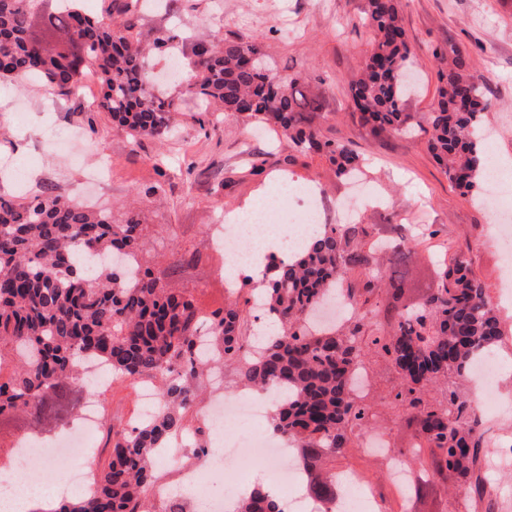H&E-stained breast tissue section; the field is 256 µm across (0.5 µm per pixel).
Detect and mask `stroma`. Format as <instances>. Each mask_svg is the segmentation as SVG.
I'll list each match as a JSON object with an SVG mask.
<instances>
[{
  "label": "stroma",
  "instance_id": "1",
  "mask_svg": "<svg viewBox=\"0 0 512 512\" xmlns=\"http://www.w3.org/2000/svg\"><path fill=\"white\" fill-rule=\"evenodd\" d=\"M366 0H173L190 54L196 40L237 36L258 42L282 80H298L321 103L312 123L325 140L347 141L368 161L358 182L338 179L323 155L298 152L285 136L254 127L228 113L213 120L197 111L185 81L163 90L181 102L175 132L165 140L131 138L108 112L86 98L66 99L37 84H0V195L63 188L71 198L111 210L114 223L135 212L147 224L143 253L149 264L168 266L170 288L192 294L202 312L228 301L224 254L207 237L208 225L251 203L281 202L308 186L318 192L322 223L352 210L372 239L416 238L409 301H421L437 283L436 266L463 255L489 297L512 280L492 239L493 217L476 196L452 187L427 149L425 115L437 96L440 65L432 56L447 40L468 51L471 74L486 84L491 107L480 128L497 156L512 161V0H401L418 72V86L404 108L415 117L408 134L375 133L362 126L348 87L363 66L371 32L363 21ZM109 167L91 183L86 172ZM193 255L174 266L175 255ZM139 382L116 380L103 395L106 417L127 425L140 412ZM50 439L44 425L24 413L0 422V462L13 466L19 437ZM329 470L352 468L370 481L386 478L382 456L349 448L327 459Z\"/></svg>",
  "mask_w": 512,
  "mask_h": 512
}]
</instances>
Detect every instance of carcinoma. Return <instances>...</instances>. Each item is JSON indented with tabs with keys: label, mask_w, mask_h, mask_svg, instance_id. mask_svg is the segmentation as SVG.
<instances>
[{
	"label": "carcinoma",
	"mask_w": 512,
	"mask_h": 512,
	"mask_svg": "<svg viewBox=\"0 0 512 512\" xmlns=\"http://www.w3.org/2000/svg\"><path fill=\"white\" fill-rule=\"evenodd\" d=\"M142 0H109L100 15L76 4L35 6V0H0V80L27 77L70 98L86 73L102 86L98 108L135 139H163L172 128L174 99L155 92L150 55L179 38L175 27L144 34ZM371 29L362 74L350 84L361 124L376 132L406 133L414 116L402 100L411 67L399 0H366ZM441 64L437 100L426 117L427 147L448 180L465 194L487 191L484 139L477 135L491 106L481 79L467 68L466 51L453 39L437 46ZM188 92L201 112H234L281 129L304 153L324 154L346 179L360 157L346 142L319 138L308 113L321 108L297 81L273 92L260 45L224 38L197 43L189 63ZM361 224H327L310 245L273 274L255 304L275 319L278 331L258 351L240 357L243 310L238 301L210 312L211 346L238 367L245 385L280 387L286 397L271 417L273 433L290 443L308 496L334 499L336 475L324 461L360 445L376 430L378 412L352 389V371L367 354L398 368L390 404L417 411L415 443L398 449L419 456L422 493L453 472L470 481L483 442L473 402L453 387L470 374L479 354L497 348L503 330L482 281L456 255L437 271L438 288L421 303L404 300L407 266L415 254L401 236L387 244L368 241ZM145 225L134 216L112 223V213L73 202L60 187L24 197L0 196V370L4 351L13 368L0 375V419L24 411L35 420L66 419L79 403V361L95 358L112 376L160 380L159 407L133 427L111 426L108 458L98 472L95 495L64 501L53 512H148L156 487L152 455L187 430L185 414L201 395L206 361L198 339L200 310L191 296L167 287L165 273L141 262ZM386 286L392 331L357 313L336 328H318L308 315L336 287L366 304ZM447 385L440 399L427 398L431 382ZM237 512H284L279 499L254 491Z\"/></svg>",
	"instance_id": "obj_1"
}]
</instances>
